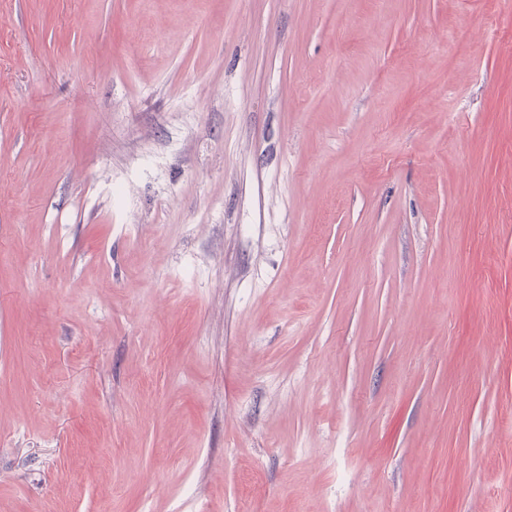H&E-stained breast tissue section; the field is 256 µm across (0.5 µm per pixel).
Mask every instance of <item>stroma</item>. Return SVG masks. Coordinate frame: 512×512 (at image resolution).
<instances>
[{"mask_svg": "<svg viewBox=\"0 0 512 512\" xmlns=\"http://www.w3.org/2000/svg\"><path fill=\"white\" fill-rule=\"evenodd\" d=\"M0 512H512V0H0Z\"/></svg>", "mask_w": 512, "mask_h": 512, "instance_id": "35a3bbf8", "label": "stroma"}]
</instances>
